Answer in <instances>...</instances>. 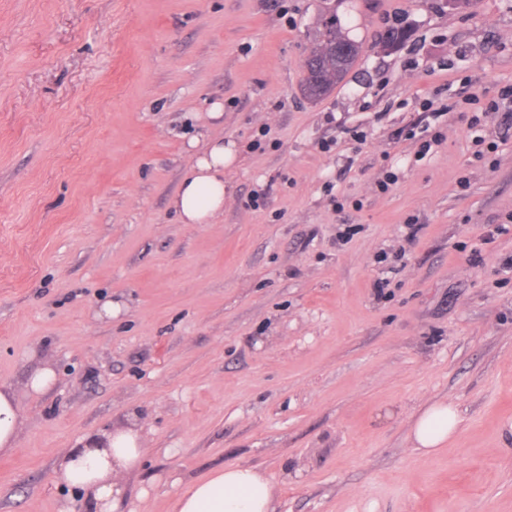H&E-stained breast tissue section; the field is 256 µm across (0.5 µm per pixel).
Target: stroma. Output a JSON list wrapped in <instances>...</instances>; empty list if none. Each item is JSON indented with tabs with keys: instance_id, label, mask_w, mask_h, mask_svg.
<instances>
[{
	"instance_id": "35a3bbf8",
	"label": "stroma",
	"mask_w": 512,
	"mask_h": 512,
	"mask_svg": "<svg viewBox=\"0 0 512 512\" xmlns=\"http://www.w3.org/2000/svg\"><path fill=\"white\" fill-rule=\"evenodd\" d=\"M329 13L361 51L314 101ZM509 87L512 0H0V512H90L54 467L130 423L122 512L230 465L275 512H512V133L478 161L467 131ZM210 138L238 151L224 213L183 224ZM439 401L461 426L423 457ZM19 420L15 393L10 387L0 384V453L15 450ZM461 420L450 404L436 403L425 408L412 428L416 447L427 451L443 448L456 432Z\"/></svg>"
}]
</instances>
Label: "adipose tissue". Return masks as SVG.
<instances>
[{"label":"adipose tissue","instance_id":"ef3b65f1","mask_svg":"<svg viewBox=\"0 0 512 512\" xmlns=\"http://www.w3.org/2000/svg\"><path fill=\"white\" fill-rule=\"evenodd\" d=\"M236 158L233 146L214 139L198 151L191 171L171 200L179 221L210 224L224 211V169ZM460 418L452 405L436 403L416 418L417 448L443 447ZM144 457L134 428L89 436L60 459L56 482L80 490L93 512H117L124 495L121 476L139 469ZM174 512H274L270 477L252 466H229L191 481L176 497Z\"/></svg>","mask_w":512,"mask_h":512}]
</instances>
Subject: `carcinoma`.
Returning <instances> with one entry per match:
<instances>
[{"mask_svg":"<svg viewBox=\"0 0 512 512\" xmlns=\"http://www.w3.org/2000/svg\"><path fill=\"white\" fill-rule=\"evenodd\" d=\"M359 53V44L345 34L336 14L322 17L319 39L304 62L305 94L314 99L326 96L353 67Z\"/></svg>","mask_w":512,"mask_h":512,"instance_id":"carcinoma-1","label":"carcinoma"}]
</instances>
